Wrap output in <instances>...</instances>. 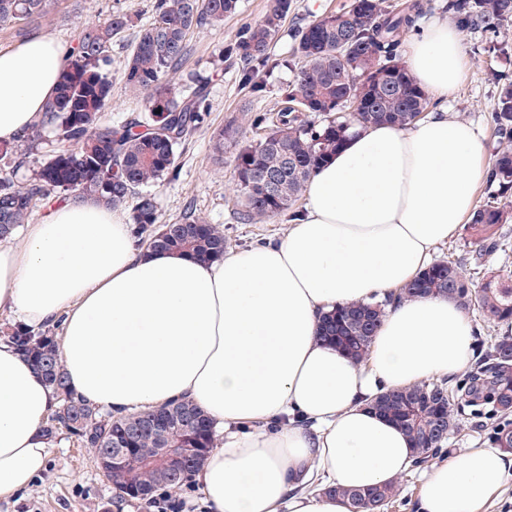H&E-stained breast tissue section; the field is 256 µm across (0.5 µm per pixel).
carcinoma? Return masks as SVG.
Listing matches in <instances>:
<instances>
[{
	"label": "carcinoma",
	"mask_w": 512,
	"mask_h": 512,
	"mask_svg": "<svg viewBox=\"0 0 512 512\" xmlns=\"http://www.w3.org/2000/svg\"><path fill=\"white\" fill-rule=\"evenodd\" d=\"M239 0H156L152 22L139 31L124 68L127 88L142 95L147 114L110 126L102 121L112 100V82L104 72L108 44L130 26L120 12L102 26L88 27L64 66L54 97L46 105L39 128L54 134V148L32 181L17 186L0 179V238L25 223L50 192L62 190L119 208L132 203V220L147 247L186 254L202 261L224 257V230L186 214L172 224L161 223L158 202L148 187L176 173L179 149L204 122L208 83L202 78L189 94L167 82L182 67L187 33L215 26L235 14ZM293 0H269L263 19L242 27L224 50L225 57L243 63L240 82L257 97L264 84L259 71L278 66L271 46ZM46 0H0V25H25L41 14ZM463 29L497 34L512 23V0H448ZM420 0H349L293 33L298 58L296 80L281 87V107L275 117L254 118L263 134L234 157L237 200L243 220L258 223L293 209L304 195L316 168L336 153L356 127L416 123L430 99L409 74L396 53L400 34L422 15ZM492 119L502 146L488 173L496 187L472 214L467 231L476 246L475 263L502 247L498 231L512 220L499 198L512 190V82L502 85ZM268 176L278 179L269 188ZM446 296L466 312L493 326L512 322V269L503 266L479 287L463 274L460 262L432 263L412 283L389 299ZM384 308L377 303L338 307L321 316V339L336 345L356 361L365 358L378 330ZM4 340L14 344L53 389L58 410L47 420L46 433L60 429L80 439L95 457L112 451L120 433L131 431L125 447L134 449L138 465L126 474L108 475L119 497L149 504L162 487L176 490L191 480L215 447V429L202 409L175 401L159 409L114 416L71 391L57 339L16 325ZM195 412L187 438L168 442L148 421L167 412L173 427L182 408ZM372 408L395 422L413 443V467L444 456L448 437L459 429V417L469 412L489 421L492 445L512 451V336L488 334L463 378L451 383L424 381L405 390L386 391ZM193 448L180 473L161 479L156 470L161 448ZM350 512H387L399 495L396 483L366 489L336 487Z\"/></svg>",
	"instance_id": "carcinoma-1"
}]
</instances>
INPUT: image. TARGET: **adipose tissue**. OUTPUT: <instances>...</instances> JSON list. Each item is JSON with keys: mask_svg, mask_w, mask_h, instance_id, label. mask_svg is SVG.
Masks as SVG:
<instances>
[{"mask_svg": "<svg viewBox=\"0 0 512 512\" xmlns=\"http://www.w3.org/2000/svg\"><path fill=\"white\" fill-rule=\"evenodd\" d=\"M66 57L48 36L0 51V141L39 122ZM404 65L430 98L452 95L468 71L454 23H424ZM487 171L474 128L447 111L364 127L312 175L281 238L210 262L137 247L111 207L70 201L27 225L21 246L0 243V309L33 330L61 321L69 385L91 403L202 408L224 434L194 476L208 512H349L306 483L365 488L407 472L411 441L369 401L465 370L474 328L448 298L397 302L358 362L320 339V316L411 282L470 214ZM54 405L0 341V500L46 469ZM510 479L512 452L463 449L426 472L415 512H483Z\"/></svg>", "mask_w": 512, "mask_h": 512, "instance_id": "ef3b65f1", "label": "adipose tissue"}]
</instances>
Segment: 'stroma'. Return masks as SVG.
<instances>
[{
  "label": "stroma",
  "instance_id": "obj_1",
  "mask_svg": "<svg viewBox=\"0 0 512 512\" xmlns=\"http://www.w3.org/2000/svg\"><path fill=\"white\" fill-rule=\"evenodd\" d=\"M154 3L155 0H47L44 15L31 24L0 26V50L14 48L35 35H48L72 47L83 28L101 25L117 11L127 14L132 24L121 36L113 38L106 68L112 82V102L103 120L116 125L146 112L142 98L126 88L123 72L139 30L153 18ZM266 6L267 0H239L237 13L221 24L189 33L187 58L173 80L178 88L186 90L194 77H209L206 117L181 150L176 175L152 187L164 222H176L185 211H192L200 220L220 225L234 250L277 240L288 224L284 214L264 223H241L233 177L236 153L254 138V117L275 115L280 107V86L294 81L297 74L296 65L287 61L292 41L285 33L272 46L271 53L281 64L264 74L265 92L261 99L251 98L241 90L237 81L239 63L224 57L225 46L242 26L260 20ZM460 38L469 69L464 82L449 98L448 110L475 126L490 153L497 145L490 119L493 104L499 86L512 81V23L493 39L473 30L461 31ZM229 125L236 127L235 137L216 146L214 132ZM500 233L504 249L486 255L482 265L473 262L472 246L463 229L447 245L438 247L434 257L462 258L466 277L481 284L487 272L512 265V223L502 225ZM53 443L44 473L17 499L0 501V512H206L200 493L190 484L171 497H158L152 508L135 499H117L92 449L83 447L64 431L54 436Z\"/></svg>",
  "mask_w": 512,
  "mask_h": 512
}]
</instances>
